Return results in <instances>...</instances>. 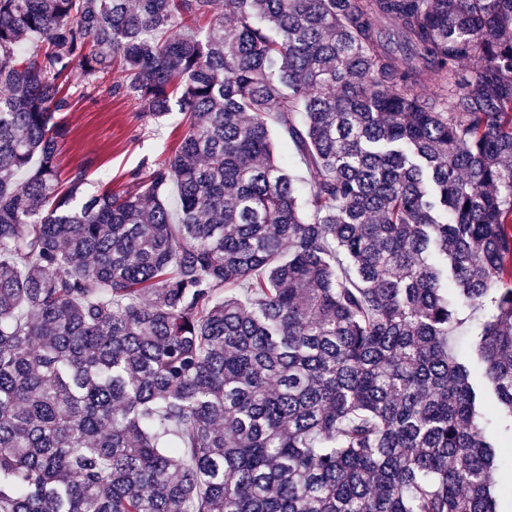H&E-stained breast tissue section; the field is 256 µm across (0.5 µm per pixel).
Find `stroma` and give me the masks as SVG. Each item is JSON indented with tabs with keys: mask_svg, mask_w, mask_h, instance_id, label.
Instances as JSON below:
<instances>
[{
	"mask_svg": "<svg viewBox=\"0 0 512 512\" xmlns=\"http://www.w3.org/2000/svg\"><path fill=\"white\" fill-rule=\"evenodd\" d=\"M74 105L63 118L70 130L59 160L62 177L85 173V191L126 188L134 171L149 172L168 162L186 125L179 111L159 122H145L134 98L103 90L72 87Z\"/></svg>",
	"mask_w": 512,
	"mask_h": 512,
	"instance_id": "35a3bbf8",
	"label": "stroma"
}]
</instances>
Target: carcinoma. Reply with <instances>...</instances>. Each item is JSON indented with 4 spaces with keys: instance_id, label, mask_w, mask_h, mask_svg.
<instances>
[{
    "instance_id": "obj_1",
    "label": "carcinoma",
    "mask_w": 512,
    "mask_h": 512,
    "mask_svg": "<svg viewBox=\"0 0 512 512\" xmlns=\"http://www.w3.org/2000/svg\"><path fill=\"white\" fill-rule=\"evenodd\" d=\"M76 61L189 114L118 193L60 179ZM488 395L512 0H0V512H497Z\"/></svg>"
}]
</instances>
